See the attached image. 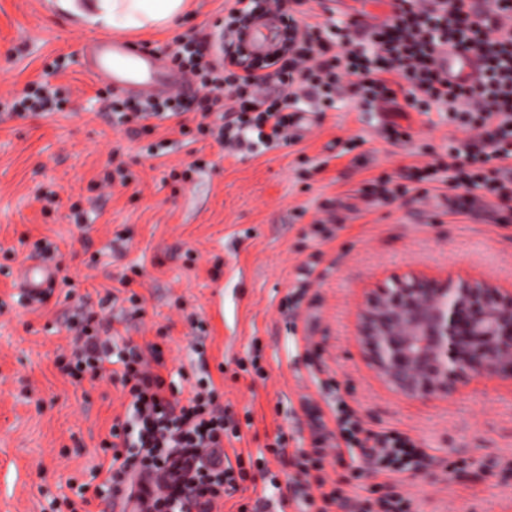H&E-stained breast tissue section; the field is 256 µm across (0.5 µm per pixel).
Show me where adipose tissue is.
I'll return each instance as SVG.
<instances>
[{"mask_svg":"<svg viewBox=\"0 0 512 512\" xmlns=\"http://www.w3.org/2000/svg\"><path fill=\"white\" fill-rule=\"evenodd\" d=\"M185 0H55L56 7L82 24L112 35L173 25Z\"/></svg>","mask_w":512,"mask_h":512,"instance_id":"ef3b65f1","label":"adipose tissue"}]
</instances>
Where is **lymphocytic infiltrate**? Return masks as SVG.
<instances>
[{
  "mask_svg": "<svg viewBox=\"0 0 512 512\" xmlns=\"http://www.w3.org/2000/svg\"><path fill=\"white\" fill-rule=\"evenodd\" d=\"M235 2L221 46L189 40L169 53L199 96L196 127L183 122L177 97L124 98L117 125L140 134L170 122L181 135L194 132L234 152L258 145L291 148L303 112L347 89L356 111L381 112L402 102L470 131L469 140L449 142L446 160L415 167L416 181L512 201V0H485L479 23L468 0H391L390 13L362 37L353 34L350 21L331 16L310 22L303 0ZM260 11L278 15L284 28L270 59L252 58L236 38ZM448 46L480 56L478 82L449 84L436 66L438 51ZM70 328L73 347L59 357V371L75 383L109 377L131 397V422H113L102 442L112 457L100 488L123 496L134 512H213L215 502L246 479L248 468L265 470L272 459L288 462L295 472L291 494L275 488L274 500L291 499L297 512H333L347 501L342 486L311 474L322 471L328 454L357 451L382 480L356 498L355 512H411L410 498L398 490L399 477L425 469L430 456L407 434L363 428L345 401H337L327 417L308 400L303 408L310 448L289 449L281 432L255 458L230 460L224 437L238 434L239 425L216 408L215 387L193 391L183 403L171 399L161 374V346L118 342L107 308L95 311L78 302ZM131 440L138 448L133 457L122 452Z\"/></svg>",
  "mask_w": 512,
  "mask_h": 512,
  "instance_id": "obj_1",
  "label": "lymphocytic infiltrate"
}]
</instances>
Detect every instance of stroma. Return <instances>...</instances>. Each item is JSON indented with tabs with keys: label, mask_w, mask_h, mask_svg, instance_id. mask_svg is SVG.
<instances>
[{
	"label": "stroma",
	"mask_w": 512,
	"mask_h": 512,
	"mask_svg": "<svg viewBox=\"0 0 512 512\" xmlns=\"http://www.w3.org/2000/svg\"><path fill=\"white\" fill-rule=\"evenodd\" d=\"M227 16L224 0H188L177 25L126 39L154 48L186 36L213 42ZM96 36L49 0H0V512H113L111 499L83 504L70 485L90 481L104 461L102 441L130 398L110 379L75 385L58 370L57 355L73 346L63 283L44 303H17L20 271L44 237L91 308L124 299L119 280L132 279L144 313L112 327L162 346L177 399L205 375L218 409L251 415L240 439L225 441L227 455L256 452L280 431L289 448L309 447L302 396L323 406L340 398L365 428L405 432L427 449V469L399 484L414 512H512V383L484 376L445 399L406 398L368 368L356 336L368 293L411 271L512 289L511 209L480 202L459 213L456 190L427 182L384 205L359 191L383 175L401 183L405 166L444 157L449 139L466 132L435 113L393 112L409 135L393 144L377 115L340 94L334 109L306 114L300 162L280 149L234 155L209 139L185 145L165 128L130 137L113 126L106 86L82 59ZM41 81L58 89L62 111L7 116V99ZM351 139L358 147L344 152ZM196 160L202 171L170 178ZM119 164L131 183L102 187L104 171ZM43 190L57 192V209L44 212ZM328 200L334 221L314 233ZM302 264L312 283L290 337L280 303ZM198 337L203 370L190 351ZM253 347L265 377L237 365ZM452 461L467 470L449 472Z\"/></svg>",
	"instance_id": "35a3bbf8"
}]
</instances>
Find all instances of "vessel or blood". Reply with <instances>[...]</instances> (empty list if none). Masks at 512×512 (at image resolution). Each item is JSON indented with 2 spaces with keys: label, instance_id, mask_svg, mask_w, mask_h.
I'll return each instance as SVG.
<instances>
[{
  "label": "vessel or blood",
  "instance_id": "vessel-or-blood-1",
  "mask_svg": "<svg viewBox=\"0 0 512 512\" xmlns=\"http://www.w3.org/2000/svg\"><path fill=\"white\" fill-rule=\"evenodd\" d=\"M82 54L92 62L91 75L106 82L115 92L164 97L190 91L185 77L171 69L157 51L110 38L86 45ZM438 61L452 84L461 80L473 83L482 75L481 59L471 52L450 48L440 53ZM22 280L24 290L36 295L56 282L57 271L50 266L30 264L24 268Z\"/></svg>",
  "mask_w": 512,
  "mask_h": 512
}]
</instances>
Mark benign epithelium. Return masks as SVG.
Masks as SVG:
<instances>
[{
	"mask_svg": "<svg viewBox=\"0 0 512 512\" xmlns=\"http://www.w3.org/2000/svg\"><path fill=\"white\" fill-rule=\"evenodd\" d=\"M358 336L370 367L405 397L446 398L481 376L512 381V293L484 280L397 279L367 299Z\"/></svg>",
	"mask_w": 512,
	"mask_h": 512,
	"instance_id": "1",
	"label": "benign epithelium"
}]
</instances>
